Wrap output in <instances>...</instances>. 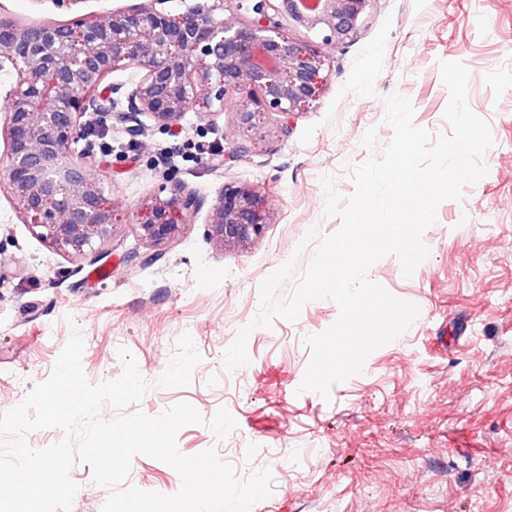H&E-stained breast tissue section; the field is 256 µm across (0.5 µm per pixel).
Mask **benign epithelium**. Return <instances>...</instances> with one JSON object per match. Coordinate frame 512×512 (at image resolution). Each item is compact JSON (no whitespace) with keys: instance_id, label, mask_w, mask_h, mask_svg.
Returning <instances> with one entry per match:
<instances>
[{"instance_id":"obj_1","label":"benign epithelium","mask_w":512,"mask_h":512,"mask_svg":"<svg viewBox=\"0 0 512 512\" xmlns=\"http://www.w3.org/2000/svg\"><path fill=\"white\" fill-rule=\"evenodd\" d=\"M165 2L139 0L91 23H21L0 15V70L8 64L16 72L4 96L0 187L58 251L84 255L112 235V206L88 174L95 156L72 145L85 135L86 112L102 124L112 115L119 88L102 82L116 67L141 72L127 92L135 117L147 114L172 129L189 109L222 111L224 99L237 96L240 123L259 131L268 113L289 119L305 111L329 78L326 59L308 41L285 40L282 22L340 43L357 33L372 0H257L246 23L217 18L223 0H180L176 15L157 10ZM166 179L168 196L135 208L136 231L153 245L175 238L185 211L202 207L183 195L175 172ZM268 216L260 190L226 183L207 215L209 237L224 249L245 246L261 236Z\"/></svg>"}]
</instances>
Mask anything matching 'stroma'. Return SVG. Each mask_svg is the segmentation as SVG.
<instances>
[{"label": "stroma", "mask_w": 512, "mask_h": 512, "mask_svg": "<svg viewBox=\"0 0 512 512\" xmlns=\"http://www.w3.org/2000/svg\"><path fill=\"white\" fill-rule=\"evenodd\" d=\"M134 2L59 10L50 0H0V15L88 23ZM282 33L311 38L330 78L308 110L269 115L249 138L233 99L211 116L186 112L174 133L138 115L142 133L131 137L125 90L139 72L108 75L119 88L112 119L103 128L86 114L75 145L95 155L113 202L114 230L94 251L53 250L0 191V413L49 377L77 328L90 383L121 375L124 346L152 385L141 411L197 409L202 423L177 435L182 453L216 448L242 479L271 469L273 491L252 512H512V0H373L345 42L289 26ZM443 61L468 69V104L495 144L483 157L486 176L439 204L422 235L429 254L412 276L392 255L368 271L418 305L419 318L327 400L299 386L311 359L305 337L339 317L330 299L307 303L296 321L250 329L249 363L226 370L224 352L250 328L262 281L291 256L308 263L297 246L309 228L323 236L340 228L324 214L321 177L335 175L336 191L353 193L345 165L380 157L392 138L386 97H409L415 125L450 134ZM243 143L247 153L235 155ZM172 170L205 207L156 247L141 240L132 212ZM228 182L268 192L270 222L250 244L223 252L208 235L206 208ZM70 477L79 486L70 512H101L111 488L95 485L85 464ZM128 482L167 495L180 488L174 469L145 455L133 458Z\"/></svg>", "instance_id": "stroma-1"}]
</instances>
